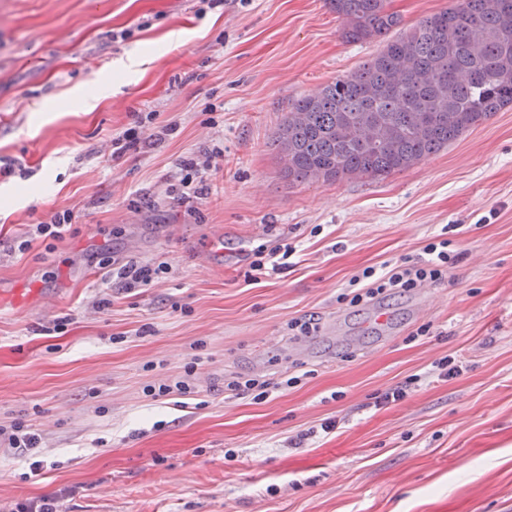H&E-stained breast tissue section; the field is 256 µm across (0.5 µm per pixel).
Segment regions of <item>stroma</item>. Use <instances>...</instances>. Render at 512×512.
Listing matches in <instances>:
<instances>
[{"label":"stroma","instance_id":"obj_1","mask_svg":"<svg viewBox=\"0 0 512 512\" xmlns=\"http://www.w3.org/2000/svg\"><path fill=\"white\" fill-rule=\"evenodd\" d=\"M340 28L327 0H0V161L26 170L0 174V423L40 434L44 462L0 447V512H512V109L386 177L288 183L272 136L289 106L384 46ZM136 112L157 115L145 134L179 129L113 157ZM203 153L192 209L180 162ZM64 211L62 239L34 235ZM437 236L459 255L443 282L337 303ZM280 241L288 269L251 281ZM116 260L172 271L127 293ZM309 315L319 331L290 336ZM447 355L463 373L424 380ZM196 356L190 395L148 396ZM236 374L268 398L226 391ZM267 248L260 246L254 251L252 257L254 258L250 263L251 272H254L250 277L257 281L261 276H265L268 273V265H271V270H281L288 268V258L294 253L293 248L288 243L278 244L273 249L266 253ZM281 255L278 260H274L277 256ZM282 260V261H281Z\"/></svg>","mask_w":512,"mask_h":512}]
</instances>
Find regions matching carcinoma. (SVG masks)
<instances>
[{
    "label": "carcinoma",
    "instance_id": "1",
    "mask_svg": "<svg viewBox=\"0 0 512 512\" xmlns=\"http://www.w3.org/2000/svg\"><path fill=\"white\" fill-rule=\"evenodd\" d=\"M350 43L401 24L386 0H329ZM512 107V0H453L345 78L297 100L275 143L294 181L386 176Z\"/></svg>",
    "mask_w": 512,
    "mask_h": 512
}]
</instances>
